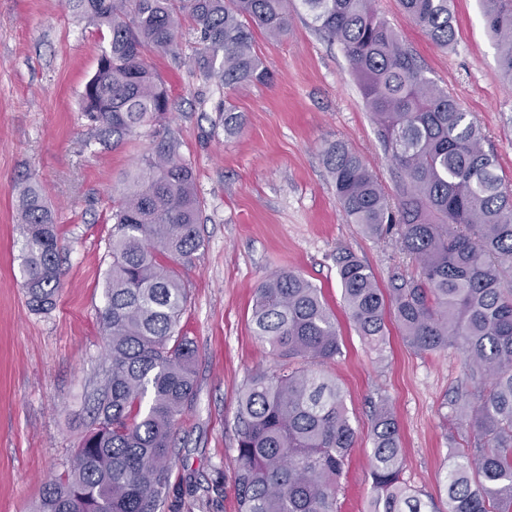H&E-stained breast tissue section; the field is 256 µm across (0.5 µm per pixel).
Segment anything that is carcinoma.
Here are the masks:
<instances>
[{
  "label": "carcinoma",
  "mask_w": 512,
  "mask_h": 512,
  "mask_svg": "<svg viewBox=\"0 0 512 512\" xmlns=\"http://www.w3.org/2000/svg\"><path fill=\"white\" fill-rule=\"evenodd\" d=\"M438 47L455 43L449 0H400ZM497 39L498 67L512 79V0H481ZM78 18L109 33L85 84L81 110L101 145L142 128L152 147L121 180L112 205L111 264L100 317L105 368L92 420L70 467L49 481L36 512H159L168 494L174 426L194 397L193 342L177 331L187 295L172 262L201 246L202 203L192 163L166 124L163 78L146 52L181 58V16L196 34L186 59L221 90L273 81L253 50L254 30L281 39L303 8L345 49L378 126L387 159L400 171L388 196L344 142L324 160L354 224L397 235L417 264L387 288L355 254L336 257L342 296L363 339L379 346L392 314L421 354L463 352L456 416L477 430L444 475L441 504L401 480L398 421L385 401L371 429L373 512H512V186L497 173L473 115L425 75L371 0H67ZM224 106V134L242 129ZM26 303L54 306L62 275L55 213L35 182L18 190ZM253 330L285 360L253 374L234 420L238 512H338L336 491L356 431L341 387L324 366L343 355L335 316L318 288L290 270L257 289Z\"/></svg>",
  "instance_id": "carcinoma-1"
}]
</instances>
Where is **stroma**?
<instances>
[{"label":"stroma","mask_w":512,"mask_h":512,"mask_svg":"<svg viewBox=\"0 0 512 512\" xmlns=\"http://www.w3.org/2000/svg\"><path fill=\"white\" fill-rule=\"evenodd\" d=\"M374 7L424 67L477 119L498 173L512 182V81L479 0H451L457 37L437 47L399 0ZM108 34L78 20L66 0H0V512H33L50 479L69 467L90 421L88 395L104 364L100 312L112 235V200L123 174L150 147L145 134L102 147L80 109ZM254 51L273 73L267 85L216 91L182 61L148 59L166 81L169 128L192 162L202 201V244L179 272L187 303L178 324L197 348L195 396L175 430L169 491L160 512H237L234 417L249 376L279 359L251 324L257 288L281 270L320 288L336 315L343 355L330 370L357 432L340 478L339 512H371L373 406L387 400L400 426L403 481L443 498L450 451L473 443L451 401L460 377L457 349L421 354L396 322L383 349L358 335L341 297L336 255L348 249L381 287L416 265L395 234L366 235L350 223L323 161L329 142L359 153L387 194L396 188L377 126L342 46L293 14L287 37L256 33ZM243 129L225 136L224 104ZM39 183L59 225L63 257L54 308L26 305L16 190Z\"/></svg>","instance_id":"stroma-1"}]
</instances>
